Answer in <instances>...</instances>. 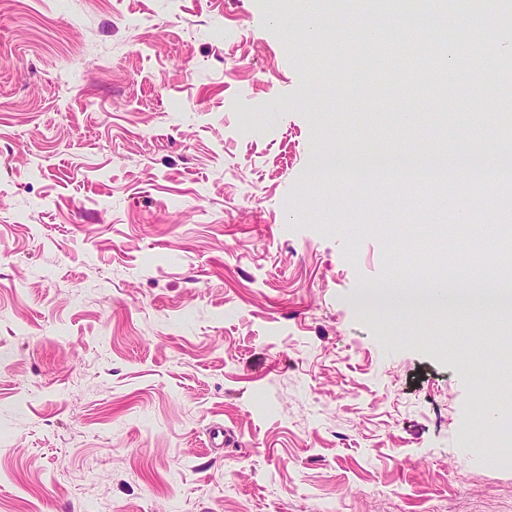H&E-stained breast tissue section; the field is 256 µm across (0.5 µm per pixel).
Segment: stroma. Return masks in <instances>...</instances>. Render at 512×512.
Instances as JSON below:
<instances>
[{"instance_id": "obj_1", "label": "stroma", "mask_w": 512, "mask_h": 512, "mask_svg": "<svg viewBox=\"0 0 512 512\" xmlns=\"http://www.w3.org/2000/svg\"><path fill=\"white\" fill-rule=\"evenodd\" d=\"M409 9L451 54L426 21L448 7ZM313 14L334 29L305 37ZM379 23L358 0H0V512H512V462L460 437L480 379L512 435V359L471 361L512 306L411 299L392 243L434 212L319 170L480 152L497 76L460 71L443 136L348 51ZM470 183L448 227L512 225Z\"/></svg>"}]
</instances>
